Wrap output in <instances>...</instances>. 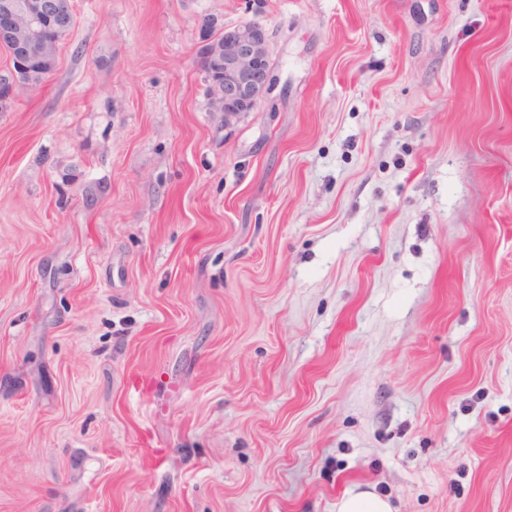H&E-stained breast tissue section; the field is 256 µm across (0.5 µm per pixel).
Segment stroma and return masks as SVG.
<instances>
[{"label":"stroma","instance_id":"stroma-1","mask_svg":"<svg viewBox=\"0 0 512 512\" xmlns=\"http://www.w3.org/2000/svg\"><path fill=\"white\" fill-rule=\"evenodd\" d=\"M0 112V512H512V0H71ZM254 20L267 90L194 58ZM195 64L206 78L212 111L224 112L225 119L254 111L269 76L265 27L247 21L225 29L200 46ZM338 512H392L390 503L371 491L349 492L339 503Z\"/></svg>","mask_w":512,"mask_h":512}]
</instances>
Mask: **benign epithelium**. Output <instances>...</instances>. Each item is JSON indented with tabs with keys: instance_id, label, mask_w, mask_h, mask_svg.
<instances>
[{
	"instance_id": "benign-epithelium-1",
	"label": "benign epithelium",
	"mask_w": 512,
	"mask_h": 512,
	"mask_svg": "<svg viewBox=\"0 0 512 512\" xmlns=\"http://www.w3.org/2000/svg\"><path fill=\"white\" fill-rule=\"evenodd\" d=\"M74 24V14L66 0H0V46L8 50L11 67L3 73L9 93L0 100L15 99L25 84L18 69L26 66L42 44L45 26ZM206 78L212 111L228 120L241 112H252L262 97L269 76L267 33L257 21L243 22L206 40L195 57Z\"/></svg>"
}]
</instances>
